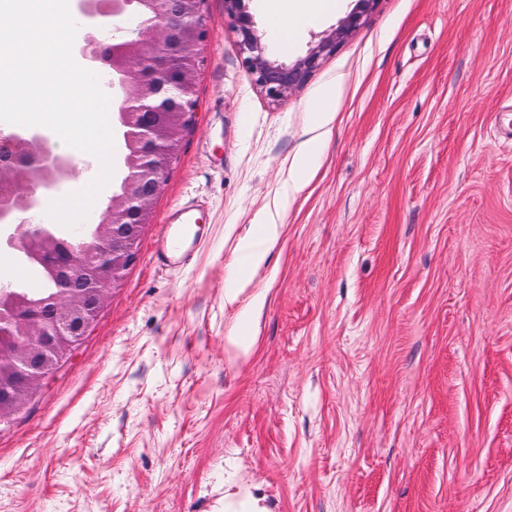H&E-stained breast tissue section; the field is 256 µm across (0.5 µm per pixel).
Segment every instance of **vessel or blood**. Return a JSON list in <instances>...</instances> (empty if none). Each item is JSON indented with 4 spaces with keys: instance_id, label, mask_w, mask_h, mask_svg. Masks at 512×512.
<instances>
[{
    "instance_id": "1",
    "label": "vessel or blood",
    "mask_w": 512,
    "mask_h": 512,
    "mask_svg": "<svg viewBox=\"0 0 512 512\" xmlns=\"http://www.w3.org/2000/svg\"><path fill=\"white\" fill-rule=\"evenodd\" d=\"M203 221V211L193 201H183L171 209L152 253L155 268L168 272L187 268L201 244Z\"/></svg>"
}]
</instances>
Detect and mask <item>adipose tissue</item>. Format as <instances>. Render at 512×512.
Returning <instances> with one entry per match:
<instances>
[{"instance_id": "obj_1", "label": "adipose tissue", "mask_w": 512, "mask_h": 512, "mask_svg": "<svg viewBox=\"0 0 512 512\" xmlns=\"http://www.w3.org/2000/svg\"><path fill=\"white\" fill-rule=\"evenodd\" d=\"M336 0H266L267 19L278 31H287L289 26H303L314 22L322 14L332 11ZM335 113L325 106H317L310 115L313 132L303 148L295 156L288 170V190L277 204L278 211H287L296 193L309 183L317 169L325 140L330 136ZM282 227L273 216L256 220L254 229L240 245V257L236 261V272L224 288L225 305H240L241 310L234 327L226 336V343L240 357H249L257 342L258 316L265 304L266 294L259 291L251 295L247 304L239 299L249 286L253 273L266 262L271 249L279 240Z\"/></svg>"}]
</instances>
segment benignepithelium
Instances as JSON below:
<instances>
[{
	"label": "benign epithelium",
	"instance_id": "benign-epithelium-1",
	"mask_svg": "<svg viewBox=\"0 0 512 512\" xmlns=\"http://www.w3.org/2000/svg\"><path fill=\"white\" fill-rule=\"evenodd\" d=\"M205 0H100L93 9L80 4L84 33L78 51L88 70L119 91L113 111L124 123L139 126L146 141L158 139L153 123L158 112L171 107L189 125L193 114L195 70L182 69L183 57L197 58L206 35ZM378 0H357L356 8L342 19L331 34L321 38L305 57L293 64L278 63L266 56L265 46L255 29L245 0H225V10L237 36L239 51L255 84L274 101L287 98L315 69L321 57L336 49L337 40L360 25L364 15ZM110 18L129 37L108 43L101 21ZM0 154L11 159L0 165V221L39 208L59 180L74 171V161L52 152L36 131L0 132ZM167 164L161 148L148 149L132 157L130 171L120 191L112 194L100 224H121L128 213L137 214V223L148 221L152 206L165 181ZM100 269L91 288L99 299L107 296V282L117 280L115 253L106 249L98 256ZM56 316L55 341L73 349L86 335L92 320L86 318L82 297L64 285L52 301ZM16 334L37 343L45 331L34 319H20Z\"/></svg>",
	"mask_w": 512,
	"mask_h": 512
}]
</instances>
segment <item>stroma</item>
<instances>
[{
  "label": "stroma",
  "instance_id": "1",
  "mask_svg": "<svg viewBox=\"0 0 512 512\" xmlns=\"http://www.w3.org/2000/svg\"><path fill=\"white\" fill-rule=\"evenodd\" d=\"M294 63L354 8L282 41ZM196 123L134 262L75 352L0 424V512H512V0H379L288 100L206 0ZM331 139L283 217L250 359L224 336L239 240L274 210L312 105ZM203 203L189 269L151 262ZM233 485L224 488L225 512H271L264 503V497L256 496L251 492H242L241 489L232 491Z\"/></svg>",
  "mask_w": 512,
  "mask_h": 512
}]
</instances>
